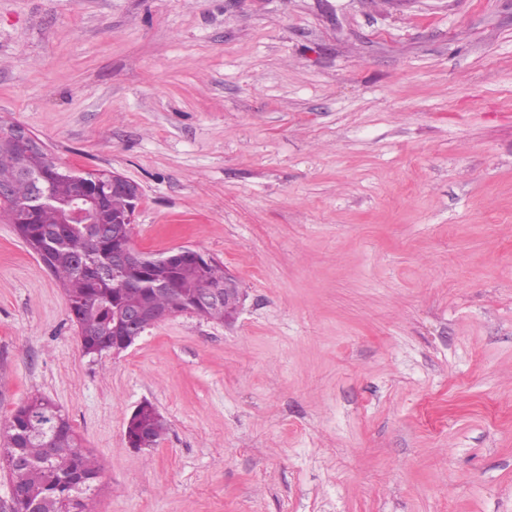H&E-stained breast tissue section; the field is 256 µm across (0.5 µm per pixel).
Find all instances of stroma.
Returning a JSON list of instances; mask_svg holds the SVG:
<instances>
[{
  "mask_svg": "<svg viewBox=\"0 0 512 512\" xmlns=\"http://www.w3.org/2000/svg\"><path fill=\"white\" fill-rule=\"evenodd\" d=\"M0 122L246 291L93 361L0 221V428L61 406L95 512H512V0H0ZM134 411L126 424L125 434L129 438L132 436H141L143 432H149L156 438L166 431L165 420L152 406L141 408L137 412Z\"/></svg>",
  "mask_w": 512,
  "mask_h": 512,
  "instance_id": "obj_1",
  "label": "stroma"
}]
</instances>
